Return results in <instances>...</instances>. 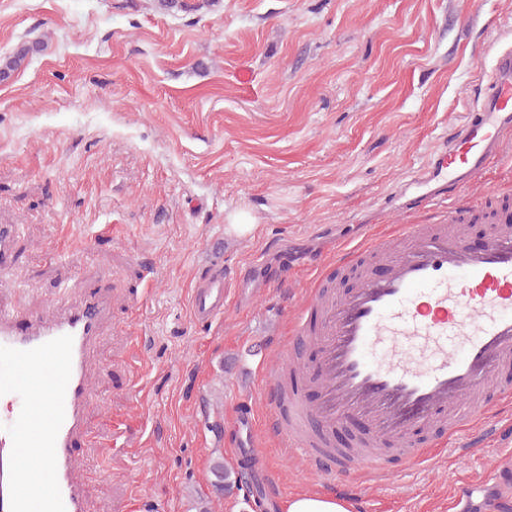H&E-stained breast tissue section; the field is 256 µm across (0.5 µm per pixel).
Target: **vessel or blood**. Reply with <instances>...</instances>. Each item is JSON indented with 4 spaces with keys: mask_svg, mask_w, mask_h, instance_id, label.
<instances>
[{
    "mask_svg": "<svg viewBox=\"0 0 512 512\" xmlns=\"http://www.w3.org/2000/svg\"><path fill=\"white\" fill-rule=\"evenodd\" d=\"M512 135V47L497 49L491 90L449 136L434 161L415 177L421 206L437 207L467 190L499 157ZM17 227L0 225V274L13 267ZM384 270L365 273L336 294L324 288L302 307L292 333L266 373L275 394L271 433L298 450L322 474L357 466L385 476L381 448L396 445L406 466L424 459L415 434L436 423L489 416L490 395L512 396L500 373L512 365V227L474 238L457 225L406 224L399 239L377 244ZM224 267L212 255L192 296L200 322L224 311ZM105 308L100 288L83 291L79 307L51 320L0 308V398L12 411L0 416V512H84L74 481L73 448L91 392L85 362ZM307 343L318 355L298 365L284 384L285 363ZM318 398L309 402L307 387ZM357 415L370 424L351 447L332 441L337 424ZM252 408L239 417V446L260 462ZM46 452L47 496L34 499L19 484L24 449Z\"/></svg>",
    "mask_w": 512,
    "mask_h": 512,
    "instance_id": "vessel-or-blood-1",
    "label": "vessel or blood"
}]
</instances>
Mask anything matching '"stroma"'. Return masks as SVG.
Instances as JSON below:
<instances>
[{
    "label": "stroma",
    "instance_id": "35a3bbf8",
    "mask_svg": "<svg viewBox=\"0 0 512 512\" xmlns=\"http://www.w3.org/2000/svg\"><path fill=\"white\" fill-rule=\"evenodd\" d=\"M0 0V59L37 40L0 82V224L18 227L0 307L46 318L91 281L110 308L87 364L91 398L74 479L85 512H267L239 470V399L256 392L322 275L352 253L438 224L391 192L412 180L486 91L512 41V0ZM512 209V138L457 203L486 227ZM239 210L253 234L231 230ZM224 245L223 314L191 295ZM481 445L465 459L453 450ZM278 503L342 485L353 512H512L496 491L512 401L457 432L421 434L429 461L316 475L260 435Z\"/></svg>",
    "mask_w": 512,
    "mask_h": 512
}]
</instances>
